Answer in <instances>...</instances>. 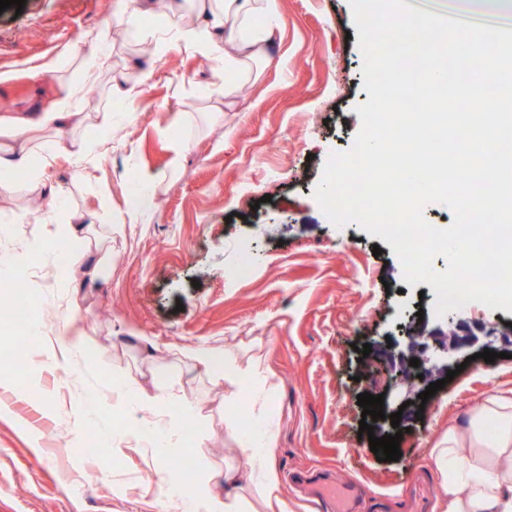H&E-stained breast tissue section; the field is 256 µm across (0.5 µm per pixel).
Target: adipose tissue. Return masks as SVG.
I'll return each mask as SVG.
<instances>
[{
	"instance_id": "ef3b65f1",
	"label": "adipose tissue",
	"mask_w": 512,
	"mask_h": 512,
	"mask_svg": "<svg viewBox=\"0 0 512 512\" xmlns=\"http://www.w3.org/2000/svg\"><path fill=\"white\" fill-rule=\"evenodd\" d=\"M204 24L179 27L176 39L198 51L223 56L224 66L235 75L224 84V106L232 108L242 83L258 80L264 73L278 31L276 0H195ZM224 28L223 41H216L210 24ZM77 111L60 100L30 115L0 116V191L9 192L5 173L27 167L38 144L35 132L61 125ZM186 360L203 368L216 380L236 385L243 369L232 351L208 349L187 352ZM277 437L263 431L243 443L242 460L251 472L260 474L259 488L265 501L276 500L274 467ZM433 465L442 478L443 496L438 512H512V393L487 397L465 423L449 424L431 450ZM239 471L224 467V495L213 492L202 480L197 494L199 512H244L237 492Z\"/></svg>"
}]
</instances>
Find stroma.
<instances>
[{
  "label": "stroma",
  "instance_id": "stroma-1",
  "mask_svg": "<svg viewBox=\"0 0 512 512\" xmlns=\"http://www.w3.org/2000/svg\"><path fill=\"white\" fill-rule=\"evenodd\" d=\"M115 3L26 0L23 10L0 12V114L70 98L84 120L55 135L91 146L80 163L56 156L51 182L20 173L0 196V257L15 260L0 266V305L5 281L20 276L31 295L24 327L41 328L25 336L0 314V512H195L194 498L167 486L154 465V436L185 449L200 477L240 460L228 418L276 432L288 512H327L311 490L315 475L355 483L359 512H383L385 497L392 512H436L442 486L431 447L449 422L512 390V313L462 308L480 330L474 360L449 356L414 381L413 401L430 383L446 382L422 418L374 422L378 438L405 431L400 459L378 460L359 434L357 397L385 393L406 348L401 325L420 317L436 325V294L404 281L387 242L353 223L334 226L313 197L329 156L352 147L361 128L356 107L368 99L349 0H276L281 32L271 64L229 112L223 59L175 42L178 25L194 17L187 0L152 5L144 20L171 43L160 57L132 28L119 41L105 36ZM103 52L129 78L152 72L135 102L118 104L110 72L86 77ZM105 137L108 149L98 151ZM146 172L167 173L163 204H151L148 223L113 229L106 279L74 288L56 271L51 240L71 223H108ZM56 192L64 199L54 207ZM244 258L247 276L239 271ZM67 323L85 333L84 346L59 340ZM366 344L364 362L357 349ZM145 345L185 394L154 414L127 395L132 379L153 386ZM226 346L243 364L261 357L263 377L246 374L232 388L176 359ZM487 348L498 352L494 362L481 359ZM187 400L205 420L191 443L181 433ZM89 438L104 455L83 454Z\"/></svg>",
  "mask_w": 512,
  "mask_h": 512
}]
</instances>
